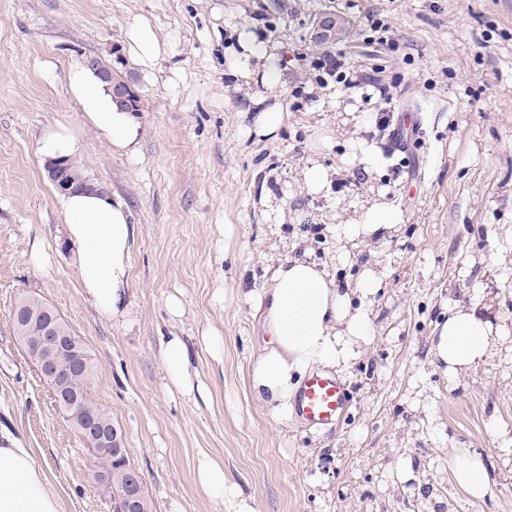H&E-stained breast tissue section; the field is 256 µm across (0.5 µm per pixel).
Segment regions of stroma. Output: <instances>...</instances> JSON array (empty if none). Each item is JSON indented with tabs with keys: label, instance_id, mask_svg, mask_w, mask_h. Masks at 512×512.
<instances>
[{
	"label": "stroma",
	"instance_id": "obj_1",
	"mask_svg": "<svg viewBox=\"0 0 512 512\" xmlns=\"http://www.w3.org/2000/svg\"><path fill=\"white\" fill-rule=\"evenodd\" d=\"M324 13L343 24L334 48L351 74L378 76L396 113L418 115L411 151L383 157L378 99L318 82L313 27ZM137 19L162 45L150 67L130 56ZM90 55L118 60L137 85L135 153L99 140L68 91L70 67ZM271 67L281 80L268 88L260 75ZM258 95L282 111L275 134L254 132ZM59 122L81 142L84 175L131 213L130 283L113 319L83 294L38 150ZM312 165L329 174L317 192L303 177ZM373 205L397 224L339 239L337 226ZM36 244L48 267L31 263ZM295 257L347 291L366 271L380 277L365 300L376 336L331 368L351 402L323 429L274 421L249 380L271 340L251 295ZM25 292L47 299L89 350L92 395L153 512H231L196 480L203 452L223 459L253 512H512V0H0V433L32 449L61 512H111L91 453L14 334ZM173 297L181 316L169 312ZM458 304L478 305L499 334L476 371L452 380L431 346ZM210 329L224 338L218 360L200 343ZM173 333L207 398L168 388L161 344ZM460 448L488 468L482 499L452 478Z\"/></svg>",
	"mask_w": 512,
	"mask_h": 512
}]
</instances>
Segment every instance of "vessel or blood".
<instances>
[{
	"instance_id": "obj_1",
	"label": "vessel or blood",
	"mask_w": 512,
	"mask_h": 512,
	"mask_svg": "<svg viewBox=\"0 0 512 512\" xmlns=\"http://www.w3.org/2000/svg\"><path fill=\"white\" fill-rule=\"evenodd\" d=\"M350 395L337 377L312 373L301 383L294 402L297 420L310 428L337 424L345 415Z\"/></svg>"
}]
</instances>
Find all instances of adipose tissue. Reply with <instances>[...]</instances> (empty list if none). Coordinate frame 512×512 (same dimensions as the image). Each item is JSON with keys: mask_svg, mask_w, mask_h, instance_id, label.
I'll return each mask as SVG.
<instances>
[{"mask_svg": "<svg viewBox=\"0 0 512 512\" xmlns=\"http://www.w3.org/2000/svg\"><path fill=\"white\" fill-rule=\"evenodd\" d=\"M68 81L100 139L114 151H130L140 133L136 114L115 105L106 84L87 67L73 68ZM61 201L67 241L74 250L84 292L100 314L118 316L130 278L134 227L129 212L121 201L95 188L63 195ZM257 299L274 341L255 358L251 387L265 401L273 420L285 422L292 415L302 374L314 365L347 364L360 347L373 341L375 327L369 310L353 305L349 293L339 292L325 268L310 261H280ZM495 333L477 307L456 308L434 339V357L449 377H460L486 358ZM162 357L171 389L207 396V385L195 379L191 370L182 337L167 336ZM451 472L457 486L472 498L487 495L490 480L482 458L460 451L451 460ZM197 481L216 503L235 495L220 458L202 455ZM0 512H61L60 501L31 449L0 446Z\"/></svg>", "mask_w": 512, "mask_h": 512, "instance_id": "ef3b65f1", "label": "adipose tissue"}]
</instances>
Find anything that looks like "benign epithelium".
I'll use <instances>...</instances> for the list:
<instances>
[{"mask_svg": "<svg viewBox=\"0 0 512 512\" xmlns=\"http://www.w3.org/2000/svg\"><path fill=\"white\" fill-rule=\"evenodd\" d=\"M339 25L336 16L327 15L319 18L316 23V35L322 39H331L337 35ZM86 66L109 85L114 99L130 112L142 111L141 98L134 87V81L122 79L115 81V68L103 69L98 59L89 57ZM47 176L55 188L62 194L84 188L86 181H75L69 173V161L58 160L47 165ZM44 323L35 336H29L24 347L30 356V361L36 368L40 378L50 377L55 382L53 397L56 406L63 407L69 417L80 422L84 430L91 436H98L95 420L82 412L77 398L70 395L61 379L62 352H68L69 367H87V361L81 347L72 335L63 334L62 321L52 310L43 311ZM125 489L115 497L113 508L115 512H139L144 495V487L139 472L128 468L122 473Z\"/></svg>", "mask_w": 512, "mask_h": 512, "instance_id": "1", "label": "benign epithelium"}]
</instances>
